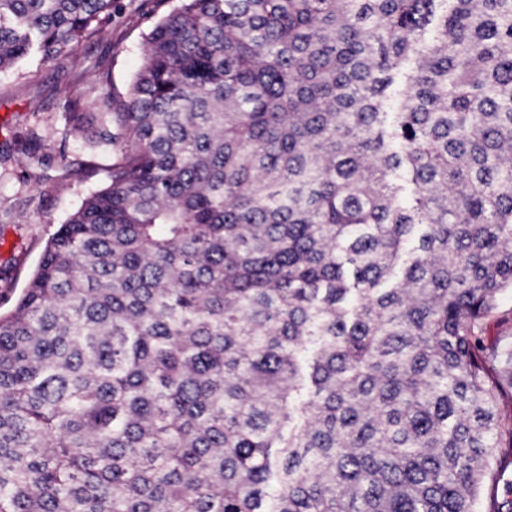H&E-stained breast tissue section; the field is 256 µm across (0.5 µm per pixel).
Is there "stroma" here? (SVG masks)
Returning a JSON list of instances; mask_svg holds the SVG:
<instances>
[{"label":"stroma","mask_w":512,"mask_h":512,"mask_svg":"<svg viewBox=\"0 0 512 512\" xmlns=\"http://www.w3.org/2000/svg\"><path fill=\"white\" fill-rule=\"evenodd\" d=\"M177 0H122L111 28L82 42L72 57L0 69V309L26 286L48 240L92 191L109 182L112 158L82 136H64V96L94 109L101 91L97 62L111 65V90L124 98L139 68L145 35ZM37 131L54 152L96 167L92 178L66 175L60 161L31 160L21 140Z\"/></svg>","instance_id":"stroma-1"}]
</instances>
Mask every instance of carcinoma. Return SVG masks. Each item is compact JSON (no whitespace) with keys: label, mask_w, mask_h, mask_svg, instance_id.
I'll list each match as a JSON object with an SVG mask.
<instances>
[{"label":"carcinoma","mask_w":512,"mask_h":512,"mask_svg":"<svg viewBox=\"0 0 512 512\" xmlns=\"http://www.w3.org/2000/svg\"><path fill=\"white\" fill-rule=\"evenodd\" d=\"M118 11L0 0V68ZM61 108L114 162L0 314V512H512V0H180ZM503 315L512 316V291L511 289L505 290L498 299V307L493 315L485 321V336L493 339L500 333L498 320Z\"/></svg>","instance_id":"obj_1"}]
</instances>
